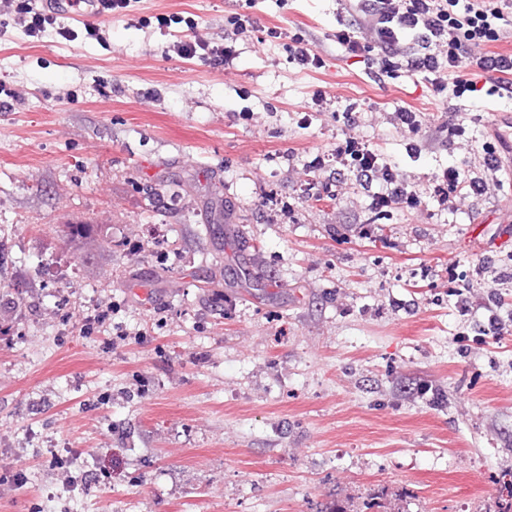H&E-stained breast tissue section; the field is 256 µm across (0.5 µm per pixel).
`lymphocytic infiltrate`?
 <instances>
[{
	"mask_svg": "<svg viewBox=\"0 0 512 512\" xmlns=\"http://www.w3.org/2000/svg\"><path fill=\"white\" fill-rule=\"evenodd\" d=\"M358 14L352 24L340 25L337 44L348 54H370L380 72L399 69L426 74L434 96L462 98L476 92L462 67L472 64L486 72L512 71V58L483 54L498 41L512 17V0H357ZM347 133L329 151L307 162L308 172L336 163V177L322 183L323 196L334 199L343 191L346 174L368 190L369 207L378 215L392 210H418L421 198L412 177L392 164L369 140L355 132L360 115L354 109L343 114ZM431 196L438 204L456 203L480 192L479 178L454 166L433 171Z\"/></svg>",
	"mask_w": 512,
	"mask_h": 512,
	"instance_id": "obj_1",
	"label": "lymphocytic infiltrate"
}]
</instances>
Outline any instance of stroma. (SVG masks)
I'll return each mask as SVG.
<instances>
[{
	"label": "stroma",
	"mask_w": 512,
	"mask_h": 512,
	"mask_svg": "<svg viewBox=\"0 0 512 512\" xmlns=\"http://www.w3.org/2000/svg\"><path fill=\"white\" fill-rule=\"evenodd\" d=\"M349 8L138 0L69 20V41L15 22L0 35V237L17 242L0 267V512H500L512 334L480 328L489 292L512 314L494 274L512 247H486L512 153L456 209L428 179L483 171L512 74L490 93L467 69L464 100L421 73L376 78L331 38ZM233 14L255 30L228 65L175 53L223 43ZM296 36L322 68L290 63ZM352 103L360 134L410 171L416 213L375 222L360 191L312 197L332 172L304 164L343 138ZM398 107L472 137L411 160ZM70 222L108 243L67 240Z\"/></svg>",
	"instance_id": "1"
}]
</instances>
